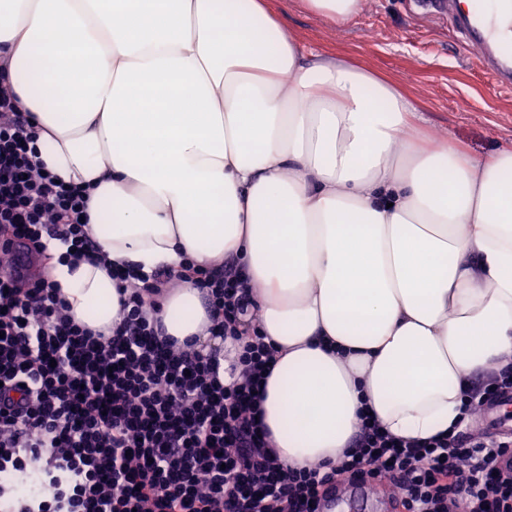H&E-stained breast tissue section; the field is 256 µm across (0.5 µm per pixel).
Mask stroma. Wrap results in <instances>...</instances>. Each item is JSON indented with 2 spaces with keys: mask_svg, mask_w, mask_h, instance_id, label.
<instances>
[{
  "mask_svg": "<svg viewBox=\"0 0 512 512\" xmlns=\"http://www.w3.org/2000/svg\"><path fill=\"white\" fill-rule=\"evenodd\" d=\"M271 7L301 45L366 68L414 97L433 141L452 140L479 156L512 147V90L496 85L461 47L450 20L423 15L416 0H360L343 26L300 0H271Z\"/></svg>",
  "mask_w": 512,
  "mask_h": 512,
  "instance_id": "obj_1",
  "label": "stroma"
}]
</instances>
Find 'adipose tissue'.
<instances>
[{
    "instance_id": "adipose-tissue-1",
    "label": "adipose tissue",
    "mask_w": 512,
    "mask_h": 512,
    "mask_svg": "<svg viewBox=\"0 0 512 512\" xmlns=\"http://www.w3.org/2000/svg\"><path fill=\"white\" fill-rule=\"evenodd\" d=\"M270 0H0V67L40 163L88 186L104 263L45 275L79 324L119 320L114 271L234 260L277 350L258 408L291 468L329 464L370 412L448 432L512 360V148L418 134L397 85L288 36ZM169 336L212 344L181 283Z\"/></svg>"
}]
</instances>
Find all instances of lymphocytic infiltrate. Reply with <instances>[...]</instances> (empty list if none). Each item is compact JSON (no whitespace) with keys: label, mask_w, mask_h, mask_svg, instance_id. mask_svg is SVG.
Here are the masks:
<instances>
[{"label":"lymphocytic infiltrate","mask_w":512,"mask_h":512,"mask_svg":"<svg viewBox=\"0 0 512 512\" xmlns=\"http://www.w3.org/2000/svg\"><path fill=\"white\" fill-rule=\"evenodd\" d=\"M35 139L0 76V256H43L57 241L88 258L90 194L40 167ZM119 280L126 298L104 336L76 323L44 276L0 269V512H323L338 483L360 481L395 489L401 512H512V469L500 464L512 434L476 425L512 394L511 359L467 391L448 434L399 438L364 415L335 466L290 469L257 417L275 355L243 329L253 301L237 267L187 260ZM187 280L230 349L178 346L153 318Z\"/></svg>","instance_id":"obj_1"}]
</instances>
